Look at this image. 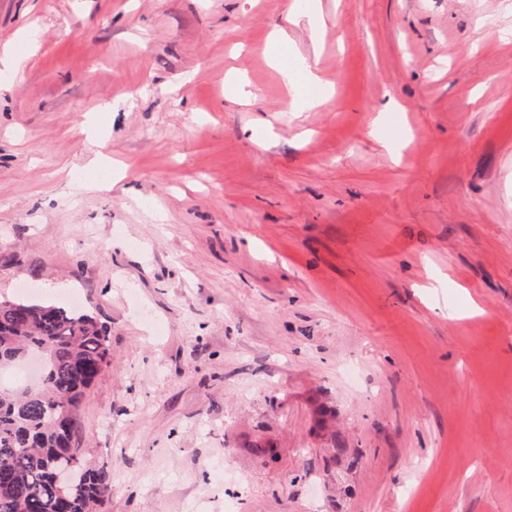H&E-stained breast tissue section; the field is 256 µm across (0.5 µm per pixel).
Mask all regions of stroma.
I'll list each match as a JSON object with an SVG mask.
<instances>
[{
    "mask_svg": "<svg viewBox=\"0 0 512 512\" xmlns=\"http://www.w3.org/2000/svg\"><path fill=\"white\" fill-rule=\"evenodd\" d=\"M308 4L0 0V300L108 330L101 512H512V0Z\"/></svg>",
    "mask_w": 512,
    "mask_h": 512,
    "instance_id": "35a3bbf8",
    "label": "stroma"
}]
</instances>
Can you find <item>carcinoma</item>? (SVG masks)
Listing matches in <instances>:
<instances>
[{"label":"carcinoma","mask_w":512,"mask_h":512,"mask_svg":"<svg viewBox=\"0 0 512 512\" xmlns=\"http://www.w3.org/2000/svg\"><path fill=\"white\" fill-rule=\"evenodd\" d=\"M42 362L38 383L0 389V512H96L109 490L105 471L59 458L75 443L86 390L111 354L105 329L81 310L24 300L0 301V371L30 354ZM71 467L65 497L54 466Z\"/></svg>","instance_id":"carcinoma-1"}]
</instances>
